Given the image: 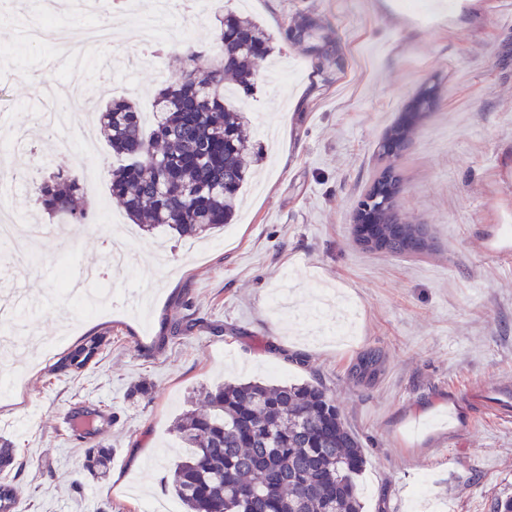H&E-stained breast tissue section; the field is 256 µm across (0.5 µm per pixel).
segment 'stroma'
<instances>
[{
  "instance_id": "stroma-1",
  "label": "stroma",
  "mask_w": 512,
  "mask_h": 512,
  "mask_svg": "<svg viewBox=\"0 0 512 512\" xmlns=\"http://www.w3.org/2000/svg\"><path fill=\"white\" fill-rule=\"evenodd\" d=\"M41 18L38 45L19 43L31 0H0V149L8 131L27 127L28 151L16 154L34 180L42 159L81 176L76 154L54 150L31 121L35 83L91 90L95 67L56 66L57 25L80 40L91 15L67 13V0ZM246 12L278 37L276 54L256 60L252 126L273 127L257 175L243 189L234 224L199 238L162 229L135 231L132 260L103 280L119 309L94 311L64 300L57 267L70 274L104 263L113 156L98 142L96 178L85 194L95 208L84 224L51 221L40 257L18 281L40 300L0 333L31 337L30 373L0 396V435L12 440L20 470L10 472L15 512H145L162 502L179 512L168 471L177 459L172 433L193 392L222 382H314L335 398L366 457L364 512H412L427 484L441 512H490L512 494V421L487 410L495 387L512 385V0H249ZM313 20V38L284 40L287 27ZM124 47L112 48L107 96L132 98L151 112L152 92L169 81L165 55L120 76ZM434 89L429 109L414 99ZM410 128L391 155L403 178L398 212L426 225L431 252L394 256L357 241L354 216L382 165L379 148L393 126ZM357 312L353 333L325 338L342 309ZM189 329L173 335L175 324ZM111 332V353L73 378L57 371L38 340L66 351L83 336ZM377 371L359 378L363 355ZM147 381L138 400L129 391ZM106 406L114 422L98 438H76L61 418L81 405ZM112 450L106 479L87 476L86 448Z\"/></svg>"
}]
</instances>
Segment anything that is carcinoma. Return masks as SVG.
<instances>
[{
  "mask_svg": "<svg viewBox=\"0 0 512 512\" xmlns=\"http://www.w3.org/2000/svg\"><path fill=\"white\" fill-rule=\"evenodd\" d=\"M214 41L189 43L171 53L174 81L154 95L156 120L145 128L132 101L114 98L97 110L100 133L122 163L112 168V198L129 220L151 233L205 235L233 221L241 191L264 155L246 134L245 100L256 91L255 59L275 49L274 34L232 7L211 5ZM393 197L382 210L386 252L417 256L430 250L421 224H403L397 199L403 179L395 167ZM30 192L49 218L88 220L78 202L82 187L57 171ZM112 351V333L94 332L63 352L57 368L80 375ZM200 407L175 421L183 454L170 470L171 485L186 512H362L361 475L366 458L336 401L311 382L227 383L204 388ZM74 431L101 433L113 417L92 404L78 412ZM112 449L86 450L82 469L102 478ZM19 468L12 442L0 441V472ZM13 483L0 482V512H12Z\"/></svg>",
  "mask_w": 512,
  "mask_h": 512,
  "instance_id": "cac0c4a2",
  "label": "carcinoma"
}]
</instances>
